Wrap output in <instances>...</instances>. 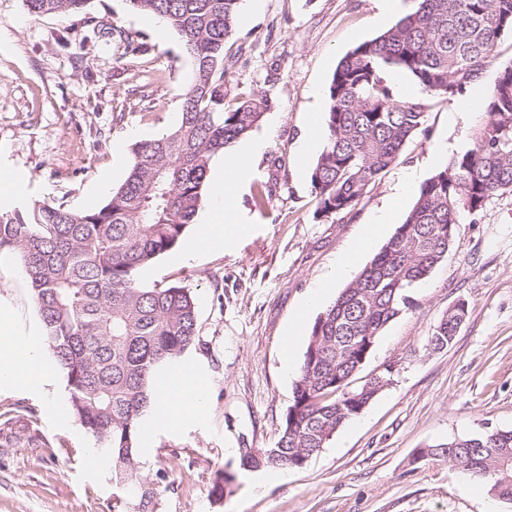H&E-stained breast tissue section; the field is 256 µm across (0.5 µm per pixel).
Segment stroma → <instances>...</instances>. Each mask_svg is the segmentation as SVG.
I'll list each match as a JSON object with an SVG mask.
<instances>
[{"label": "stroma", "mask_w": 512, "mask_h": 512, "mask_svg": "<svg viewBox=\"0 0 512 512\" xmlns=\"http://www.w3.org/2000/svg\"><path fill=\"white\" fill-rule=\"evenodd\" d=\"M377 0H259L238 21L227 53L230 99L270 102L251 137L263 144L238 193L245 227L223 250L179 261L170 251L144 269L142 285L179 283L196 303L202 342L188 349L209 412L154 434L137 450L141 480L117 481L112 462L94 455L67 403L64 376L51 401L23 390L0 391V423L22 413L23 440L0 438V512H486L487 488L442 458L419 450L490 430L512 431V192L491 198L477 221L462 218L454 244L429 278L412 289V309L392 321L355 376L362 385L394 365L391 384L300 468H241L243 448L273 447L292 403V376L281 364V338L293 322L310 330L344 280L334 279L361 230L380 214L388 222L355 269L370 262L412 207L423 183L453 154L473 145L485 111L436 104L426 131L371 184L359 204L335 221L315 218L311 168L301 155L310 125L322 123L328 83L340 58L398 22L380 20ZM83 37L78 52L62 36ZM142 47L124 52L126 40ZM193 65L173 30L127 0H91L75 16L32 18L23 0H0V167L23 187L19 200L99 208L102 178L119 187L135 142L174 128ZM411 191L401 194L403 181ZM266 208L252 202L257 185ZM321 293L319 306L306 299ZM468 315L453 342L433 349L428 337L448 308ZM235 476L223 498L216 471ZM150 505H143V491Z\"/></svg>", "instance_id": "obj_1"}]
</instances>
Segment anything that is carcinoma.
Returning <instances> with one entry per match:
<instances>
[{"instance_id":"carcinoma-1","label":"carcinoma","mask_w":512,"mask_h":512,"mask_svg":"<svg viewBox=\"0 0 512 512\" xmlns=\"http://www.w3.org/2000/svg\"><path fill=\"white\" fill-rule=\"evenodd\" d=\"M184 38L194 77L178 124L133 147L124 182L95 210L38 202L0 209V250L17 258L31 287L52 364L65 377L75 418L108 452L120 481H137L140 422L157 374L197 340L196 304L178 284L145 287L138 274L176 248L194 224L213 159L258 126L268 99L226 106L225 49L241 0H128ZM416 8L376 38L349 50L327 88L324 146L310 180L316 217L351 212L368 187L426 130L438 100L460 95L483 75L502 36L512 33V0H416ZM90 0H23L30 16L80 14ZM424 91L401 100L389 73ZM487 120L471 148L448 159L371 261L315 319L293 382V404L273 448L241 466L300 468L391 384L350 387L386 326L413 306L410 290L451 249L462 215L477 218L499 192H512V65L489 88ZM448 308L430 344L447 347L467 316ZM512 502V431H491L429 448Z\"/></svg>"}]
</instances>
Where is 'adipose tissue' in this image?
<instances>
[{
  "mask_svg": "<svg viewBox=\"0 0 512 512\" xmlns=\"http://www.w3.org/2000/svg\"><path fill=\"white\" fill-rule=\"evenodd\" d=\"M262 150L260 143L243 141L233 156L224 158L211 175L212 205L196 237L182 252L192 258L223 249L242 231L232 199L237 180L247 172L251 158ZM53 366L47 359L40 334L25 326L9 294L0 293V389L31 387L47 392L52 384ZM209 410L207 394L198 374L170 368L160 374L153 392L150 430L175 429L204 416Z\"/></svg>",
  "mask_w": 512,
  "mask_h": 512,
  "instance_id": "ef3b65f1",
  "label": "adipose tissue"
}]
</instances>
